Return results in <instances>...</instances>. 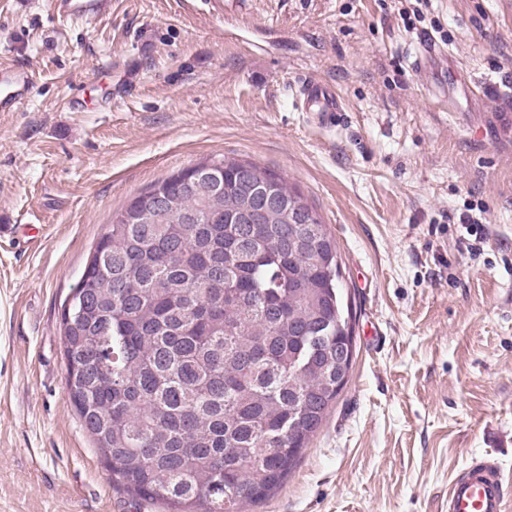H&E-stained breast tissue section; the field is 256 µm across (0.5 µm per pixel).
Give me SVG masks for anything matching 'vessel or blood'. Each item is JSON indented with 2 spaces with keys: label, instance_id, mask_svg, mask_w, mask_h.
I'll use <instances>...</instances> for the list:
<instances>
[{
  "label": "vessel or blood",
  "instance_id": "b4317fda",
  "mask_svg": "<svg viewBox=\"0 0 512 512\" xmlns=\"http://www.w3.org/2000/svg\"><path fill=\"white\" fill-rule=\"evenodd\" d=\"M32 79L21 67L0 68V112L15 111L30 95ZM305 104L316 106L323 114L341 111L335 90L324 82L302 84ZM505 481L497 463L486 459L470 464L455 476L448 488V512H503Z\"/></svg>",
  "mask_w": 512,
  "mask_h": 512
}]
</instances>
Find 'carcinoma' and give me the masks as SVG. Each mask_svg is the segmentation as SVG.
I'll list each match as a JSON object with an SVG mask.
<instances>
[{
  "label": "carcinoma",
  "mask_w": 512,
  "mask_h": 512,
  "mask_svg": "<svg viewBox=\"0 0 512 512\" xmlns=\"http://www.w3.org/2000/svg\"><path fill=\"white\" fill-rule=\"evenodd\" d=\"M224 196L153 184L112 217L62 313L65 384L112 485L165 512H245L297 466L353 363V308L317 208L279 173L206 158ZM272 187L282 210L248 224ZM197 212L199 223L179 215Z\"/></svg>",
  "instance_id": "obj_1"
}]
</instances>
